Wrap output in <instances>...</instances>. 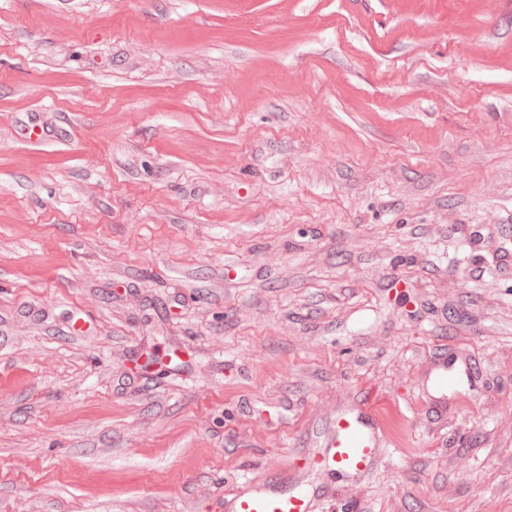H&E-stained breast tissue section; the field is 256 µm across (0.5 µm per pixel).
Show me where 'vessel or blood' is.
Returning <instances> with one entry per match:
<instances>
[{"instance_id": "vessel-or-blood-1", "label": "vessel or blood", "mask_w": 512, "mask_h": 512, "mask_svg": "<svg viewBox=\"0 0 512 512\" xmlns=\"http://www.w3.org/2000/svg\"><path fill=\"white\" fill-rule=\"evenodd\" d=\"M333 429L322 456L312 460V467L342 475L368 470L386 435L370 406H363L361 412L338 417ZM296 479L295 473L273 469L261 481L247 480L236 486L217 502L216 508L218 512H313L314 493L297 484Z\"/></svg>"}]
</instances>
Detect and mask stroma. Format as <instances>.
I'll return each instance as SVG.
<instances>
[{
    "label": "stroma",
    "instance_id": "obj_1",
    "mask_svg": "<svg viewBox=\"0 0 512 512\" xmlns=\"http://www.w3.org/2000/svg\"><path fill=\"white\" fill-rule=\"evenodd\" d=\"M507 253L512 0H0V512H512ZM364 405V406H363ZM362 412L336 419L331 437L325 441L320 459L314 458L310 468L327 470L332 476L355 475L368 470L385 443L387 433L371 413V399L365 397ZM297 475L273 469L261 481L246 480L224 494L216 511L224 512H312L315 494L305 485H297Z\"/></svg>",
    "mask_w": 512,
    "mask_h": 512
}]
</instances>
